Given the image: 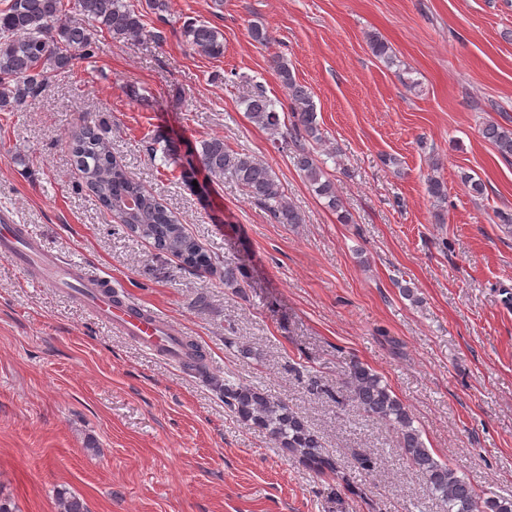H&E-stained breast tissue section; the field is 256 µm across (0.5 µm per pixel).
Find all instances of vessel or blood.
I'll return each mask as SVG.
<instances>
[{
    "instance_id": "1",
    "label": "vessel or blood",
    "mask_w": 512,
    "mask_h": 512,
    "mask_svg": "<svg viewBox=\"0 0 512 512\" xmlns=\"http://www.w3.org/2000/svg\"><path fill=\"white\" fill-rule=\"evenodd\" d=\"M0 255L28 266L39 284L75 296L98 320L129 336L141 347L161 354L171 363H182L180 339L156 311L142 305L114 302L111 280L45 253L34 234L24 225L11 223L5 215L0 217Z\"/></svg>"
}]
</instances>
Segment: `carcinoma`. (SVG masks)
<instances>
[{
	"label": "carcinoma",
	"instance_id": "carcinoma-1",
	"mask_svg": "<svg viewBox=\"0 0 512 512\" xmlns=\"http://www.w3.org/2000/svg\"><path fill=\"white\" fill-rule=\"evenodd\" d=\"M74 5L77 19L66 13L64 0H9L0 9V112L21 111L53 76L67 71L77 57L92 56L94 32L106 31L124 39H138L147 33L142 15L125 0H74ZM183 36L192 47L211 58L224 56V33L217 27L189 21L183 26ZM273 69L286 92L291 120L281 119L276 102L261 89L245 98L247 116L272 135L290 142L295 167L314 193L326 200V207L347 224L350 214L336 194L318 151L324 136L312 96L296 81L287 60L275 57ZM482 135L502 158L512 157V129L488 122ZM69 148L85 185L118 223L133 229L137 237L152 241L159 250L180 258L190 268H214L215 259L112 156L102 124H84L71 135ZM149 150L153 154L161 152L166 163L180 161L162 134L151 138ZM186 163L190 167L199 165L216 181L234 182L275 223H302L300 212L288 202L276 174L258 157L211 137L201 141L200 148L189 151ZM427 183L435 202L444 203L447 190L443 181L431 175ZM182 346L186 370L211 383L222 381L210 369L196 341L185 337ZM222 382L224 405L244 423L266 434L318 473L336 474L335 461L323 453L317 435L298 412L258 385H240L229 379ZM342 388L365 414L396 432L400 448L424 475L429 492L441 502L443 512H512V496L478 494L447 462L433 456L409 410L375 371L361 362H353ZM56 499L60 512H88L84 500L75 494L59 490Z\"/></svg>",
	"mask_w": 512,
	"mask_h": 512
}]
</instances>
